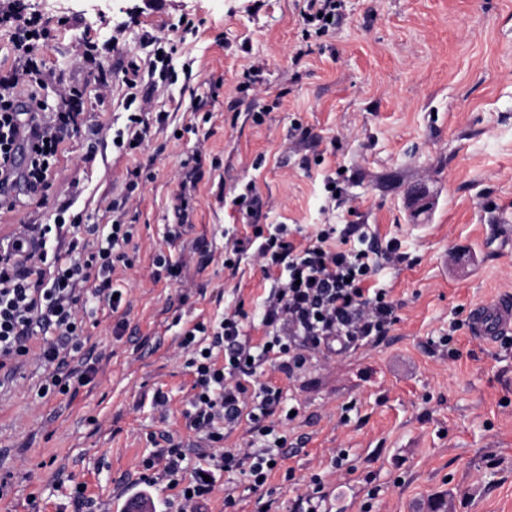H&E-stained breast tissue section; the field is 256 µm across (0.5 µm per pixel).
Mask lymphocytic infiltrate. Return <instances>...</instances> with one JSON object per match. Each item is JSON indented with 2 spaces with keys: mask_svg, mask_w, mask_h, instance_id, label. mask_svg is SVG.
I'll return each instance as SVG.
<instances>
[{
  "mask_svg": "<svg viewBox=\"0 0 512 512\" xmlns=\"http://www.w3.org/2000/svg\"><path fill=\"white\" fill-rule=\"evenodd\" d=\"M0 30L7 31L13 52L9 76L0 78V186L23 178L31 190L45 188L56 168L61 144L77 128L82 101L76 89L62 90L61 106L30 95L29 87L52 79L36 49L46 37L40 17L25 16L19 0H0ZM127 122L117 130L120 150L132 153L148 139L165 113H153L150 95L130 99ZM24 169H17L18 154ZM125 191L113 198L112 221L92 225L86 235L72 231L64 213L49 224H22L0 242V387L12 381L26 360L53 365L39 385V396L68 393L94 371L79 341L92 305H125L112 276L131 266L128 249L136 229L125 217L136 197L142 169L127 173ZM289 225L265 232L262 225L234 239L224 265L238 269L255 260L269 289L258 308L264 341L243 338V303L224 311L215 323L197 322L180 345L194 377V394L185 413L199 435L195 449L173 436L142 462L143 488L174 490L179 512H205L215 489V473L242 475L250 490L263 487L280 467L288 437L276 416H290L282 390L257 382L258 368L269 366L287 377L303 370L311 354L335 355L352 344L386 336L397 323L396 305L373 280L383 263L407 259L398 239L380 241L363 224H325L295 242ZM248 421L252 439L245 448L224 445L225 429Z\"/></svg>",
  "mask_w": 512,
  "mask_h": 512,
  "instance_id": "lymphocytic-infiltrate-1",
  "label": "lymphocytic infiltrate"
}]
</instances>
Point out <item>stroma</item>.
Listing matches in <instances>:
<instances>
[{
	"label": "stroma",
	"mask_w": 512,
	"mask_h": 512,
	"mask_svg": "<svg viewBox=\"0 0 512 512\" xmlns=\"http://www.w3.org/2000/svg\"><path fill=\"white\" fill-rule=\"evenodd\" d=\"M20 3L46 21L40 57L55 85L82 92L84 115L45 191L11 185L17 205L0 210V239L61 209L84 224L111 223L107 205L127 171L151 169L127 215L137 227L134 265L116 274L128 304H100L86 320L90 381L41 398L44 368L30 363L0 391V476L11 482L0 512H74L66 473L84 484L92 512H112L114 496L139 492L141 463L161 434L195 444L181 333L237 300L251 312L264 298L259 265L223 263L225 229L251 224H297L306 235L320 224H365L410 256L378 277L399 316L388 336L314 356L293 379L258 374L299 409L266 485L281 512H297L315 474L327 512H512V346L449 330L475 304L512 292V248L501 249L493 230L512 225V0H342L335 26L310 37L303 0ZM148 33L172 47L177 79L154 103L165 126L130 155L88 129L122 125L128 97L146 91ZM90 44L98 54L87 61ZM254 66L258 80L245 85ZM132 69L134 89L124 79ZM199 145L188 225L169 245L182 163ZM331 177L343 189L333 203ZM250 181L251 214L234 203ZM419 184L428 190L422 209L411 198ZM165 246L175 257L193 253L182 273L189 294L150 278ZM449 332L460 357L440 342ZM341 450L337 470L331 458Z\"/></svg>",
	"instance_id": "1"
}]
</instances>
